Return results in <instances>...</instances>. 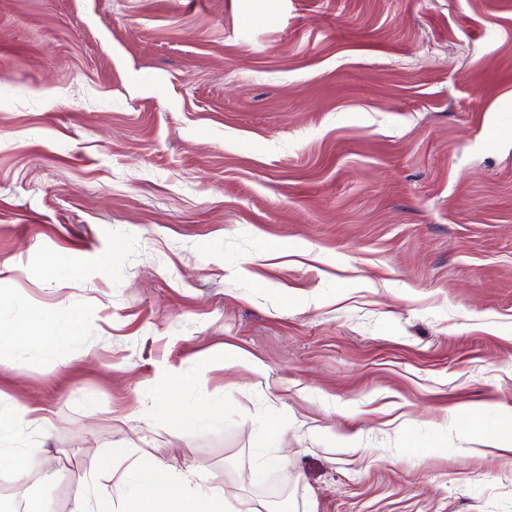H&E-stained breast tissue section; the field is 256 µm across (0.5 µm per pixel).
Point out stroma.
Instances as JSON below:
<instances>
[{
  "instance_id": "obj_1",
  "label": "stroma",
  "mask_w": 512,
  "mask_h": 512,
  "mask_svg": "<svg viewBox=\"0 0 512 512\" xmlns=\"http://www.w3.org/2000/svg\"><path fill=\"white\" fill-rule=\"evenodd\" d=\"M0 309L83 322L0 361L66 512H512V0H0ZM80 326L76 319L68 313L60 312L53 316L47 330L37 341L45 348H59L77 340ZM129 455L117 451L91 475L93 484L103 490L130 488L133 495L125 504L133 508L113 512H261L265 506L252 499H238L230 510L224 509V499L209 497L201 492L196 474L191 468L177 470L156 460L137 458L127 462ZM207 501L202 508L200 501ZM258 504V505H257Z\"/></svg>"
}]
</instances>
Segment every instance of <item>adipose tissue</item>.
Masks as SVG:
<instances>
[{"mask_svg":"<svg viewBox=\"0 0 512 512\" xmlns=\"http://www.w3.org/2000/svg\"><path fill=\"white\" fill-rule=\"evenodd\" d=\"M80 326L68 313L53 316L47 330L39 338L20 333L16 322L0 321V358L22 354L32 341L46 348H59L77 340ZM100 488H130L129 512H261L251 499H238L232 510H225L222 500L204 498L193 469L179 470L156 460L130 459L115 452L90 476Z\"/></svg>","mask_w":512,"mask_h":512,"instance_id":"obj_1","label":"adipose tissue"}]
</instances>
